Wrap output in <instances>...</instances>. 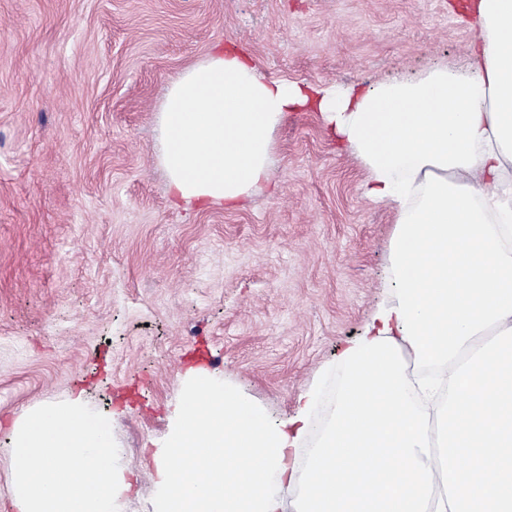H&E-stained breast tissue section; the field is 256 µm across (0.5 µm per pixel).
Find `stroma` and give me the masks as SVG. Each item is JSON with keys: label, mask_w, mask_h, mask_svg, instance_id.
I'll return each instance as SVG.
<instances>
[{"label": "stroma", "mask_w": 512, "mask_h": 512, "mask_svg": "<svg viewBox=\"0 0 512 512\" xmlns=\"http://www.w3.org/2000/svg\"><path fill=\"white\" fill-rule=\"evenodd\" d=\"M468 0H0V512L10 425L82 392L134 466L203 365L270 420L332 399L391 299L395 211L314 112L243 207H175L157 111L216 42L265 78L375 85L465 64Z\"/></svg>", "instance_id": "stroma-1"}]
</instances>
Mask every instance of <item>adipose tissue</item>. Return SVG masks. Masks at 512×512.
<instances>
[{"label":"adipose tissue","mask_w":512,"mask_h":512,"mask_svg":"<svg viewBox=\"0 0 512 512\" xmlns=\"http://www.w3.org/2000/svg\"><path fill=\"white\" fill-rule=\"evenodd\" d=\"M464 67L375 86L259 75L221 44L159 110L176 204L237 208L269 179L274 130L318 113L394 206L393 300L342 352L305 462L317 390L270 422L204 371L152 454L154 512H512V0H480ZM295 490L287 501L285 490Z\"/></svg>","instance_id":"1"}]
</instances>
